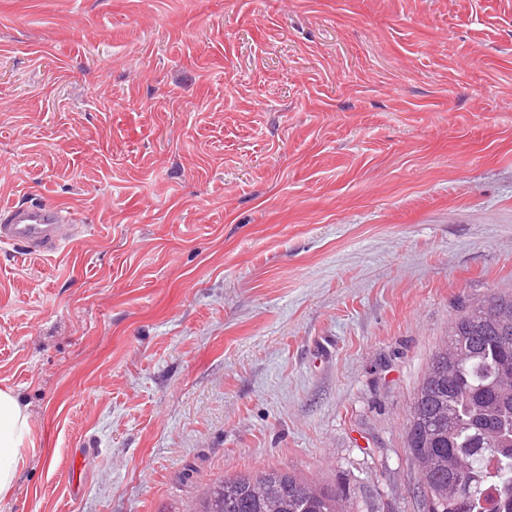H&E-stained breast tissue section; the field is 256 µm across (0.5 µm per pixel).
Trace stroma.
<instances>
[{
	"label": "stroma",
	"mask_w": 512,
	"mask_h": 512,
	"mask_svg": "<svg viewBox=\"0 0 512 512\" xmlns=\"http://www.w3.org/2000/svg\"><path fill=\"white\" fill-rule=\"evenodd\" d=\"M0 512H188L269 467L424 512L449 321L512 292V0H0ZM0 243L45 255L64 248L78 233L76 213L60 204H12L0 209ZM30 425L19 398L0 390V494L15 483Z\"/></svg>",
	"instance_id": "obj_1"
}]
</instances>
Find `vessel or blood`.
I'll return each mask as SVG.
<instances>
[{"mask_svg":"<svg viewBox=\"0 0 512 512\" xmlns=\"http://www.w3.org/2000/svg\"><path fill=\"white\" fill-rule=\"evenodd\" d=\"M76 213L60 204H13L0 209V243L34 254L55 253L77 234Z\"/></svg>","mask_w":512,"mask_h":512,"instance_id":"b4317fda","label":"vessel or blood"}]
</instances>
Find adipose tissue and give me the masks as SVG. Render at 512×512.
<instances>
[{"instance_id":"ef3b65f1","label":"adipose tissue","mask_w":512,"mask_h":512,"mask_svg":"<svg viewBox=\"0 0 512 512\" xmlns=\"http://www.w3.org/2000/svg\"><path fill=\"white\" fill-rule=\"evenodd\" d=\"M30 434V425L19 398L0 390V493L14 484L22 460V446Z\"/></svg>"}]
</instances>
